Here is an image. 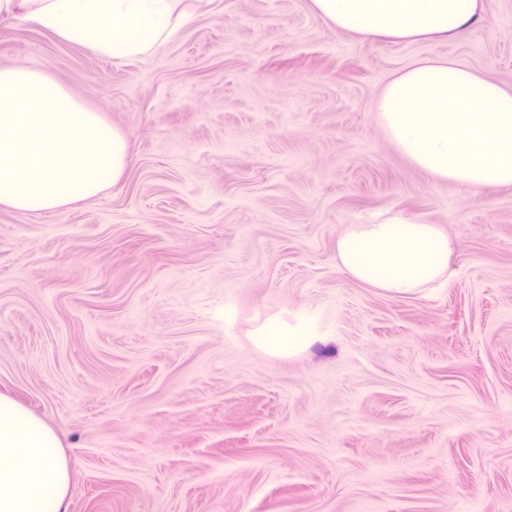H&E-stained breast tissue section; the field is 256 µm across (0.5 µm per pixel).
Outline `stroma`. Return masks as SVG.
<instances>
[{
    "label": "stroma",
    "instance_id": "1",
    "mask_svg": "<svg viewBox=\"0 0 512 512\" xmlns=\"http://www.w3.org/2000/svg\"><path fill=\"white\" fill-rule=\"evenodd\" d=\"M421 59L512 88V0L461 37L362 42L311 0H210L153 55L0 26L122 131L87 205L0 207V393L60 434L67 512H512V185L414 167L376 106ZM440 225L447 284L393 296L336 267L350 224ZM309 310L274 358L251 331ZM254 336L258 347L273 357L295 354L320 340L310 314L304 309L291 313L289 318L266 319L256 328Z\"/></svg>",
    "mask_w": 512,
    "mask_h": 512
}]
</instances>
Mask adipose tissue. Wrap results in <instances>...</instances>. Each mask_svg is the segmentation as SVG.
<instances>
[{
    "label": "adipose tissue",
    "mask_w": 512,
    "mask_h": 512,
    "mask_svg": "<svg viewBox=\"0 0 512 512\" xmlns=\"http://www.w3.org/2000/svg\"><path fill=\"white\" fill-rule=\"evenodd\" d=\"M315 12L359 40H448L482 18L481 0H311ZM186 0H0V23L21 19L104 58L152 55L192 19ZM379 121L398 151L432 178L471 189L512 185V91L446 59L396 72L378 99ZM451 243L438 225L399 210L351 224L336 240L339 269L359 284L416 295L447 279ZM267 355L307 349L319 334L306 310L260 324ZM69 470L54 428L0 394V512H67Z\"/></svg>",
    "instance_id": "1"
}]
</instances>
